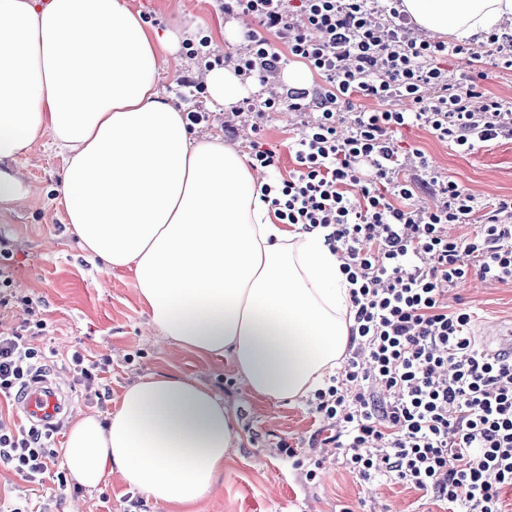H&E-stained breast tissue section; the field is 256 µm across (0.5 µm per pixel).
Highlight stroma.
<instances>
[{"label":"stroma","instance_id":"stroma-1","mask_svg":"<svg viewBox=\"0 0 512 512\" xmlns=\"http://www.w3.org/2000/svg\"><path fill=\"white\" fill-rule=\"evenodd\" d=\"M152 27L178 39L209 37L216 51L242 45L232 22L226 21L216 0H127ZM188 60L184 49L160 51V86L178 110L208 112L207 127L194 136L224 133V109L204 91L180 84ZM301 119L284 111L273 113L264 141L277 148L281 175L294 167L290 142ZM404 148L422 149L433 167L455 180L484 204L512 200V140L461 155L421 127L402 129ZM13 168L26 196L9 211L0 212V238L13 252L12 289L39 302L48 327L34 344L48 358V369L71 393L75 409L108 415L118 407L124 389L152 374H176L199 381L223 395L234 414L240 439L224 461V472L213 494L198 512H444L423 492L398 482L368 483L346 470L332 448H308L304 442L316 427L306 401L261 399L244 387L230 358H201L176 347L156 343L149 317L141 305L127 269L100 271L67 231L66 214L57 189L64 173L60 150L48 139L34 142ZM450 306L465 304L474 311L473 333L495 324H512V283L469 281L448 294ZM81 352L103 361L98 388L105 398L65 370L61 357ZM298 446L296 457L275 451L279 440ZM315 480H307L308 470ZM80 499L83 512H169L167 506L130 490L119 474L106 476L93 489H61L52 480L35 485L0 467V500L30 502L45 512H66L69 499Z\"/></svg>","mask_w":512,"mask_h":512}]
</instances>
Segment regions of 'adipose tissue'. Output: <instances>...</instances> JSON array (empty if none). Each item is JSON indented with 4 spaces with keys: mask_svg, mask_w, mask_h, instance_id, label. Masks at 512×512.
I'll return each mask as SVG.
<instances>
[{
    "mask_svg": "<svg viewBox=\"0 0 512 512\" xmlns=\"http://www.w3.org/2000/svg\"><path fill=\"white\" fill-rule=\"evenodd\" d=\"M403 6L430 34L478 42L512 17V0ZM176 42L126 0H0V207L23 195L7 163L49 137L69 232L102 270L132 271L159 339L228 356L253 395L293 401L348 349L349 284L320 233L276 222L244 155L191 137L158 84V50ZM238 439L221 395L153 374L107 419L76 413L61 456L79 484L115 472L195 512Z\"/></svg>",
    "mask_w": 512,
    "mask_h": 512,
    "instance_id": "ef3b65f1",
    "label": "adipose tissue"
}]
</instances>
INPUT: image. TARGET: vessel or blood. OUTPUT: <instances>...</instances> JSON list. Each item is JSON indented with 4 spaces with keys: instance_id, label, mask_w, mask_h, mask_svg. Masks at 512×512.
Here are the masks:
<instances>
[{
    "instance_id": "b4317fda",
    "label": "vessel or blood",
    "mask_w": 512,
    "mask_h": 512,
    "mask_svg": "<svg viewBox=\"0 0 512 512\" xmlns=\"http://www.w3.org/2000/svg\"><path fill=\"white\" fill-rule=\"evenodd\" d=\"M19 406L32 426L52 428L71 398L58 386L52 373L36 372L18 395Z\"/></svg>"
}]
</instances>
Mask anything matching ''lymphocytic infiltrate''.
<instances>
[{
	"label": "lymphocytic infiltrate",
	"instance_id": "1",
	"mask_svg": "<svg viewBox=\"0 0 512 512\" xmlns=\"http://www.w3.org/2000/svg\"><path fill=\"white\" fill-rule=\"evenodd\" d=\"M225 17L254 16L259 29L239 52L188 44L207 69H232L260 85L224 116V135L247 118L261 133L271 113L303 115L292 142L297 165L261 187L278 223L321 231L351 285L353 324L341 368L315 394L311 446L333 444L364 480H396L432 495L447 512H506L512 492V357L477 346L468 307L449 308L448 291L470 278L512 282V201L487 208L432 171L424 151L402 156L394 134L427 129L458 153L512 138V102L487 93L469 44L413 36L402 0H224ZM468 62L449 79L442 58ZM320 76L312 88L283 85L287 61ZM411 102L408 110L355 109L357 100ZM423 179L409 177V170ZM434 207L411 206L423 188ZM477 224L471 235L449 226ZM28 314L0 331V398L40 370L34 346L47 322L32 299L0 298ZM33 427H0V465L28 483L67 487L66 469Z\"/></svg>",
	"mask_w": 512,
	"mask_h": 512
}]
</instances>
